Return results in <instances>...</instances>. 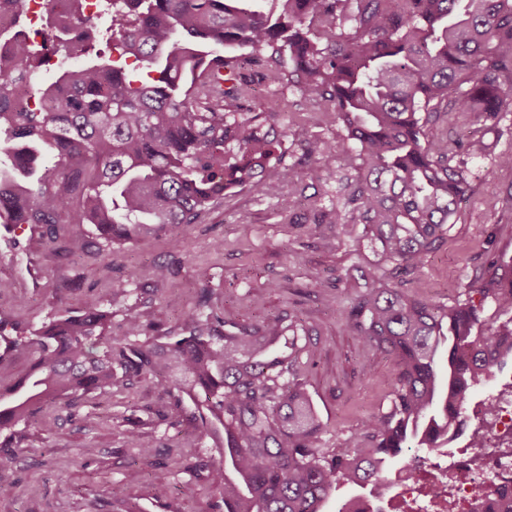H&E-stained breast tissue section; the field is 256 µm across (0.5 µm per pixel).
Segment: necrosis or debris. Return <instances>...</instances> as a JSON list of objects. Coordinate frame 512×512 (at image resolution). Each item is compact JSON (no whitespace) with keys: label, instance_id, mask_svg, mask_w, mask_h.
<instances>
[{"label":"necrosis or debris","instance_id":"obj_1","mask_svg":"<svg viewBox=\"0 0 512 512\" xmlns=\"http://www.w3.org/2000/svg\"><path fill=\"white\" fill-rule=\"evenodd\" d=\"M66 0H0V28L17 27L26 17L27 34L42 28L47 7L67 17ZM474 433L483 441L478 448L455 453L433 451L408 458L401 474L387 480L379 496H354L346 512H493L499 489L512 491V382L495 387L484 408L473 414ZM483 496H475V484Z\"/></svg>","mask_w":512,"mask_h":512}]
</instances>
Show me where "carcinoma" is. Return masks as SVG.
<instances>
[{
  "instance_id": "obj_1",
  "label": "carcinoma",
  "mask_w": 512,
  "mask_h": 512,
  "mask_svg": "<svg viewBox=\"0 0 512 512\" xmlns=\"http://www.w3.org/2000/svg\"><path fill=\"white\" fill-rule=\"evenodd\" d=\"M69 13L92 32L72 39L45 17L58 57L49 82L39 45L0 39L14 49V72L0 73V224L42 228L60 252L61 224L90 225L101 252L194 224L228 189L276 194L288 128L272 120L297 94L336 128L330 151L352 174L314 223L416 269L469 190L435 124L512 112V0H107L104 29L81 0ZM98 34L112 55L93 50ZM19 77L38 108H14ZM364 279L349 328L392 359L394 388L349 448H320L298 326L226 330L203 299L164 342L108 346L112 299L89 294L34 336L5 338L30 366L0 377V452L43 406L149 375L212 441L224 512H327L341 486L379 496L404 449L453 441L471 393L507 366L512 350L492 347L512 339V256L493 262L478 299L451 305L377 286L376 266ZM123 324L141 335L138 306Z\"/></svg>"
}]
</instances>
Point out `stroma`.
<instances>
[{
	"label": "stroma",
	"mask_w": 512,
	"mask_h": 512,
	"mask_svg": "<svg viewBox=\"0 0 512 512\" xmlns=\"http://www.w3.org/2000/svg\"><path fill=\"white\" fill-rule=\"evenodd\" d=\"M293 106L277 118L290 129L280 166L291 172L278 195L242 190L219 199L196 224L106 254L89 244L83 224L66 225L71 251L64 257L40 231L0 227V280L13 285L0 295V330L33 333L56 311L77 309L97 292L112 297L115 337L124 333V307L139 305L144 342L179 333L204 295L229 326H272L288 316L311 330L302 361L326 425L320 445L350 447L365 419L387 411L394 379L392 360L363 347L348 326L364 288L361 272L379 264L381 282L449 304L467 298L499 254H512V166L498 161L512 154V112L496 122L471 112L442 117L457 144L455 162L472 172L471 186L437 248L417 269L397 272L338 235L335 225L308 223L315 209L335 206L340 162L329 154L335 130L305 112L301 98ZM473 138L487 143L486 156L469 155ZM161 264L169 274L159 280L154 269ZM68 278L81 279V287H65ZM130 416L142 421L150 452L127 447ZM17 441L14 454L0 461V512H112L120 502L141 512L173 505L224 512L210 469L196 467L210 459L209 441L179 422L171 397L152 377L44 408ZM89 447L94 455H86Z\"/></svg>",
	"instance_id": "stroma-1"
}]
</instances>
